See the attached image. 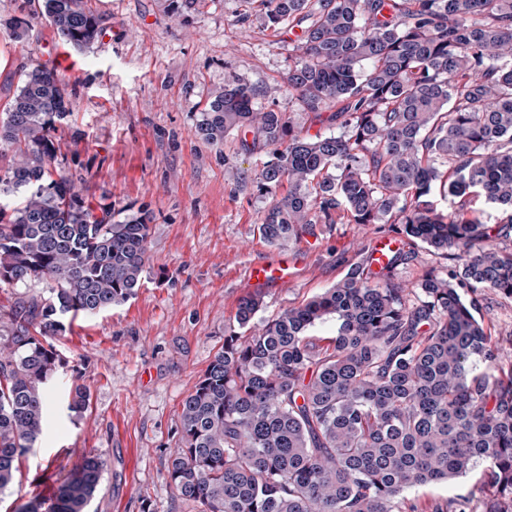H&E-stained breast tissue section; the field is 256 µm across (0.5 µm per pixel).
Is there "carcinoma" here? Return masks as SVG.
Instances as JSON below:
<instances>
[{
	"label": "carcinoma",
	"mask_w": 512,
	"mask_h": 512,
	"mask_svg": "<svg viewBox=\"0 0 512 512\" xmlns=\"http://www.w3.org/2000/svg\"><path fill=\"white\" fill-rule=\"evenodd\" d=\"M244 16L290 35L286 84L300 106L341 126L305 135L255 107L270 90L230 80L197 132L233 130L270 149L256 180L274 195L259 236L290 245L321 224H371L410 246L463 250L414 287L355 268L268 319L242 298L224 343L179 413L168 477L199 512H407L404 490L485 464L478 491L435 512H512V355L479 317L477 292L512 297V0H242ZM3 26L21 43L44 20L59 41L102 35L88 0H28ZM70 115L63 79L22 71L0 110V492L48 426L46 386L63 361L54 340L79 315L135 295L153 213L92 205L58 161L56 122ZM451 207L439 211L433 190ZM506 215L489 227L476 198ZM50 296L17 292L32 282ZM336 334L309 335L328 319ZM484 363L489 375L476 371ZM89 406L80 384L69 411ZM105 462L94 452L18 512H86Z\"/></svg>",
	"instance_id": "carcinoma-1"
}]
</instances>
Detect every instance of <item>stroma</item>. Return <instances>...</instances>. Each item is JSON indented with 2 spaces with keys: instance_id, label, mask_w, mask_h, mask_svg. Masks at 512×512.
Listing matches in <instances>:
<instances>
[{
  "instance_id": "35a3bbf8",
  "label": "stroma",
  "mask_w": 512,
  "mask_h": 512,
  "mask_svg": "<svg viewBox=\"0 0 512 512\" xmlns=\"http://www.w3.org/2000/svg\"><path fill=\"white\" fill-rule=\"evenodd\" d=\"M104 32L85 52L57 44L46 22L23 43L0 30V106L25 66L56 70L67 84L71 116L56 133L66 167L93 201L153 212L143 285L127 302L76 320L56 340L66 359L48 386L51 423L22 457L0 512H15L77 465L83 453L106 468L88 512H196L168 477L178 442L180 406L224 341V327L250 294L248 266L300 255L295 282L264 291L271 317L331 287L359 260L374 230L336 224L290 246L260 239L255 221L271 196L255 177L269 154L243 144V132L212 146L195 129L209 97L237 79L265 92L259 107L290 115L308 134H340L302 111L284 86L296 54L259 18H244L240 0H206L189 15L169 0H91ZM480 315L503 345L512 344V299L485 293ZM90 392L88 410H67L72 384ZM482 470L454 482L409 486L414 512H435L476 489Z\"/></svg>"
}]
</instances>
